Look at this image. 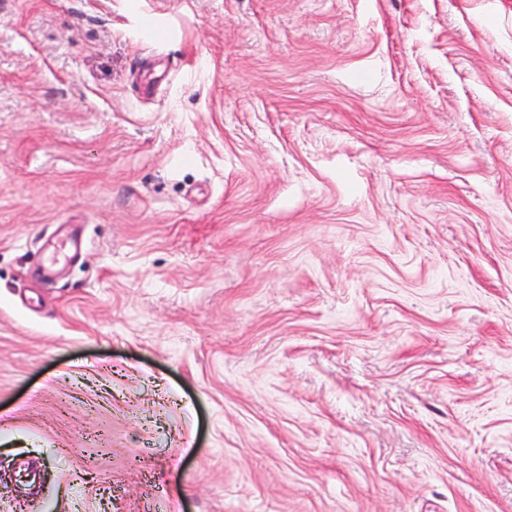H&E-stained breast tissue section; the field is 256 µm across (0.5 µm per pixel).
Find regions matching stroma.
Instances as JSON below:
<instances>
[{
	"mask_svg": "<svg viewBox=\"0 0 512 512\" xmlns=\"http://www.w3.org/2000/svg\"><path fill=\"white\" fill-rule=\"evenodd\" d=\"M0 512H512V0H0Z\"/></svg>",
	"mask_w": 512,
	"mask_h": 512,
	"instance_id": "stroma-1",
	"label": "stroma"
}]
</instances>
